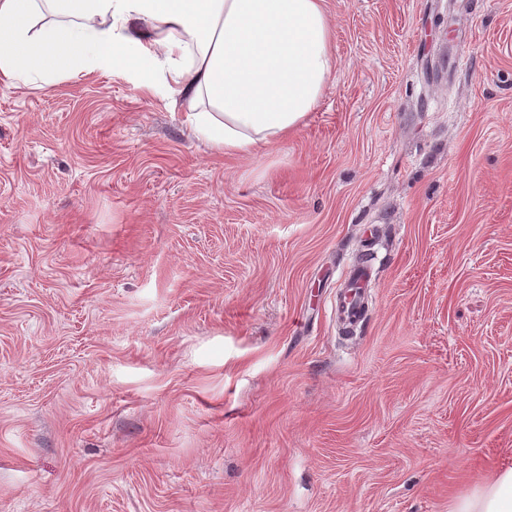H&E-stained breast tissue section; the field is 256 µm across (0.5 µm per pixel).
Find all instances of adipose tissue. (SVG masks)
Masks as SVG:
<instances>
[{
	"instance_id": "ef3b65f1",
	"label": "adipose tissue",
	"mask_w": 512,
	"mask_h": 512,
	"mask_svg": "<svg viewBox=\"0 0 512 512\" xmlns=\"http://www.w3.org/2000/svg\"><path fill=\"white\" fill-rule=\"evenodd\" d=\"M100 65L161 74L191 134L247 156L304 124L337 60L326 0H0V81ZM448 512H512V466Z\"/></svg>"
}]
</instances>
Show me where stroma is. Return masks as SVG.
Returning a JSON list of instances; mask_svg holds the SVG:
<instances>
[{
  "mask_svg": "<svg viewBox=\"0 0 512 512\" xmlns=\"http://www.w3.org/2000/svg\"><path fill=\"white\" fill-rule=\"evenodd\" d=\"M327 8L247 157L158 76L0 82V512H448L512 466V0ZM371 279L368 268L366 266L359 267L351 274L342 297L338 296L337 310L340 318H343L348 324L356 325L364 315V297L359 291L352 288V285L356 284L357 288H369Z\"/></svg>",
  "mask_w": 512,
  "mask_h": 512,
  "instance_id": "35a3bbf8",
  "label": "stroma"
}]
</instances>
